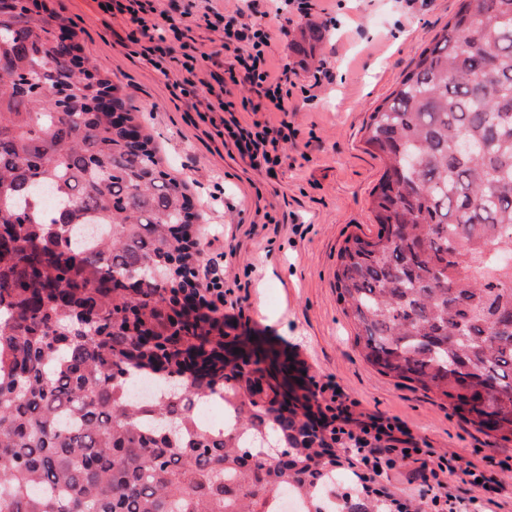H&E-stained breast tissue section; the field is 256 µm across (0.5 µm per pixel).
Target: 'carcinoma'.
Masks as SVG:
<instances>
[{
    "label": "carcinoma",
    "instance_id": "cac0c4a2",
    "mask_svg": "<svg viewBox=\"0 0 512 512\" xmlns=\"http://www.w3.org/2000/svg\"><path fill=\"white\" fill-rule=\"evenodd\" d=\"M68 18H0V512H394L341 484L288 356L200 299L201 234ZM379 230L339 250L337 301L376 370L512 440V0H461L370 116ZM239 352H234V349ZM219 399L229 426L200 407Z\"/></svg>",
    "mask_w": 512,
    "mask_h": 512
}]
</instances>
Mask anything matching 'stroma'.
<instances>
[{
  "label": "stroma",
  "mask_w": 512,
  "mask_h": 512,
  "mask_svg": "<svg viewBox=\"0 0 512 512\" xmlns=\"http://www.w3.org/2000/svg\"><path fill=\"white\" fill-rule=\"evenodd\" d=\"M121 2L45 0L49 11L71 17L84 54L135 107L164 170L186 181L202 215V260L224 283L225 317L287 351L352 417L398 424L414 447L484 469L489 483L481 496L492 500L491 512H512V472L500 467L512 459V442L476 430L434 395L369 365L334 288L345 239L377 231L372 199L384 164L365 144L369 116L452 21L460 0H307L306 13L292 15L294 27L319 29L323 40L298 47L292 29L278 30L267 49L271 72L288 75L286 114L241 110L257 91L224 81L233 57L223 32L207 28L203 17L237 0H142L184 30L164 43L171 59L163 73L145 59V41L119 11ZM203 53L209 59L193 86L174 90L185 76L182 61ZM216 94L236 103L241 124L287 122L274 172L240 158L224 132V112L206 107ZM371 485L404 506L427 491L423 469L410 460Z\"/></svg>",
  "instance_id": "obj_1"
}]
</instances>
